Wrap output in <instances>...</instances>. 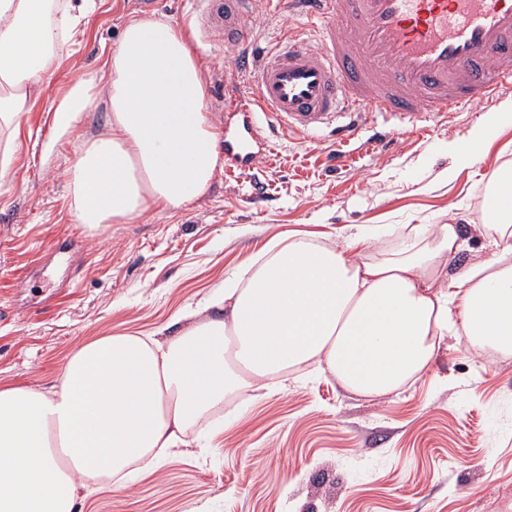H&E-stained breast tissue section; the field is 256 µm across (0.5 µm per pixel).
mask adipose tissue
Returning <instances> with one entry per match:
<instances>
[{
    "label": "adipose tissue",
    "mask_w": 512,
    "mask_h": 512,
    "mask_svg": "<svg viewBox=\"0 0 512 512\" xmlns=\"http://www.w3.org/2000/svg\"><path fill=\"white\" fill-rule=\"evenodd\" d=\"M77 21L53 0H0V133L30 111ZM102 67L111 114L69 170L77 223L124 224L203 196L219 153L188 36L130 19ZM98 87L93 73L71 81L55 127L72 128ZM492 182L502 200L489 226L494 249L462 275L446 272L463 244L456 224L403 225L384 257L363 224L340 248L274 239L183 312L172 336L98 337L73 352L49 392L0 385V512H76L96 478L125 489L240 390L313 364L346 392L380 398L428 374L450 336L512 356V177Z\"/></svg>",
    "instance_id": "1"
}]
</instances>
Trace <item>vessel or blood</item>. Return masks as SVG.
<instances>
[{
	"label": "vessel or blood",
	"mask_w": 512,
	"mask_h": 512,
	"mask_svg": "<svg viewBox=\"0 0 512 512\" xmlns=\"http://www.w3.org/2000/svg\"><path fill=\"white\" fill-rule=\"evenodd\" d=\"M306 24L258 46L246 20L265 0H196L199 33L235 49L224 78V161L252 169L274 131L358 138L378 116L399 128L492 100L512 84V0H276Z\"/></svg>",
	"instance_id": "obj_1"
}]
</instances>
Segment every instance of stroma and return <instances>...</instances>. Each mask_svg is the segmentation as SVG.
Masks as SVG:
<instances>
[{
  "mask_svg": "<svg viewBox=\"0 0 512 512\" xmlns=\"http://www.w3.org/2000/svg\"><path fill=\"white\" fill-rule=\"evenodd\" d=\"M192 0H93L13 140L0 177V385L48 388L83 343L117 332L150 335L223 285L269 240L292 233L333 246L352 225L462 224L449 275L480 261L487 176L512 168V124L486 142L481 164L457 167L453 146L487 113H512V87L472 110L398 131L391 145L272 140L257 171L217 169L184 208L154 207L125 224L76 223L67 170L106 130L98 97L73 131L52 106L71 78L99 70L125 23L156 18L189 30ZM208 117L229 130L219 80L232 52L193 40ZM197 444L160 461L126 490L83 498L81 512H512V358L449 338L431 371L379 399L346 392L330 374L226 402Z\"/></svg>",
  "mask_w": 512,
  "mask_h": 512,
  "instance_id": "obj_1",
  "label": "stroma"
}]
</instances>
